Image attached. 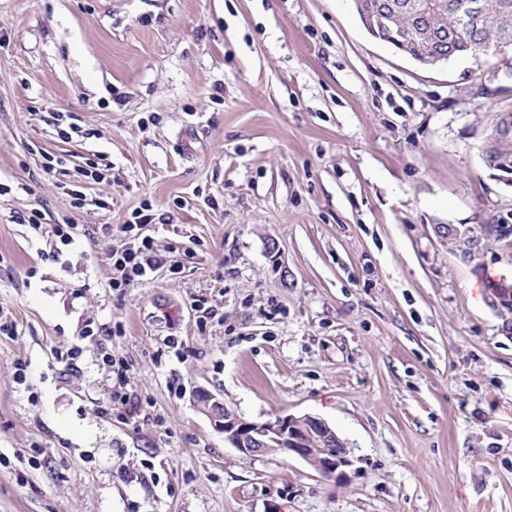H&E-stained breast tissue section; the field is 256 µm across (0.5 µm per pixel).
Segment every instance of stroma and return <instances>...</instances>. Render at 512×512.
Listing matches in <instances>:
<instances>
[{"mask_svg":"<svg viewBox=\"0 0 512 512\" xmlns=\"http://www.w3.org/2000/svg\"><path fill=\"white\" fill-rule=\"evenodd\" d=\"M510 107L511 48L423 67L353 0H0V512H512V261L448 239L512 225ZM145 202L166 262L112 290ZM202 389L352 466L243 457ZM512 144V111L499 113L497 116V124L492 132H487L480 146L481 158L484 163L495 166L492 161L496 157L501 148Z\"/></svg>","mask_w":512,"mask_h":512,"instance_id":"stroma-1","label":"stroma"}]
</instances>
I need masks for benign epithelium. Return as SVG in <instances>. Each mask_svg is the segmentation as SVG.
I'll list each match as a JSON object with an SVG mask.
<instances>
[{
    "label": "benign epithelium",
    "instance_id": "1",
    "mask_svg": "<svg viewBox=\"0 0 512 512\" xmlns=\"http://www.w3.org/2000/svg\"><path fill=\"white\" fill-rule=\"evenodd\" d=\"M359 8L367 20L385 13L392 15L395 20L408 6L396 0H361ZM413 19L414 25L426 31L437 45L434 56H442L438 46L447 41L444 31L434 28L427 13L422 10L415 11ZM510 144L512 111H507L498 114L497 124L483 137L480 146L483 162L492 163V158L500 153L501 148ZM198 402L214 424L224 430V439L245 457L271 453L294 456L311 465L324 477H343L346 475L345 468L352 465L350 449L317 416L285 415L264 422H250L243 420L235 411L206 392L198 395Z\"/></svg>",
    "mask_w": 512,
    "mask_h": 512
}]
</instances>
